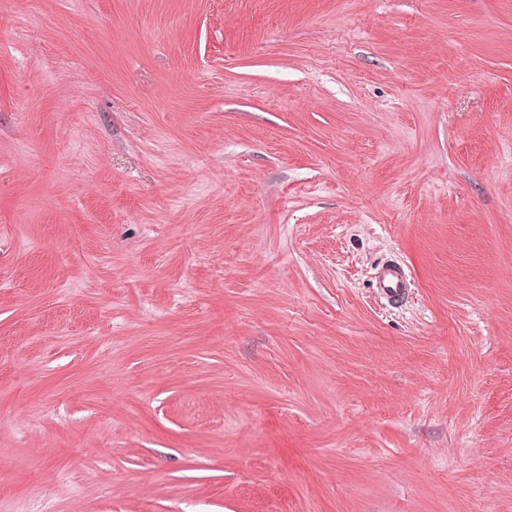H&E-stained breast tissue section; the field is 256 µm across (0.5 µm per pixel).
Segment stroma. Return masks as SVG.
I'll return each instance as SVG.
<instances>
[{
    "label": "stroma",
    "instance_id": "35a3bbf8",
    "mask_svg": "<svg viewBox=\"0 0 512 512\" xmlns=\"http://www.w3.org/2000/svg\"><path fill=\"white\" fill-rule=\"evenodd\" d=\"M0 512H512V0H0ZM378 288L392 297H400L406 289V275L396 267H385L378 276Z\"/></svg>",
    "mask_w": 512,
    "mask_h": 512
}]
</instances>
